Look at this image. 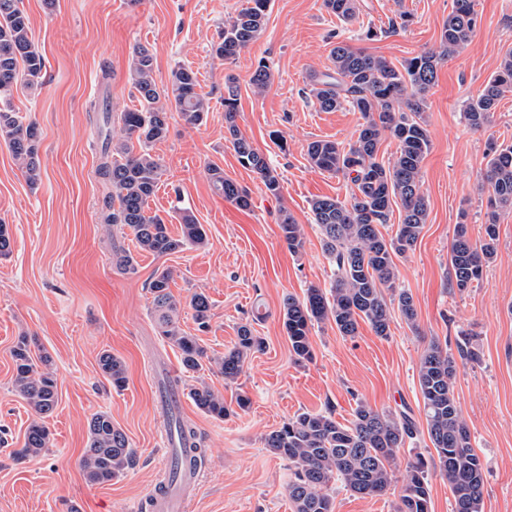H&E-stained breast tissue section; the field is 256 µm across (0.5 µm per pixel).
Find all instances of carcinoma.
<instances>
[{
    "label": "carcinoma",
    "instance_id": "1",
    "mask_svg": "<svg viewBox=\"0 0 512 512\" xmlns=\"http://www.w3.org/2000/svg\"><path fill=\"white\" fill-rule=\"evenodd\" d=\"M324 5L346 23L356 18V0H324ZM475 6L476 0H454L439 46L405 60L399 68L339 42L330 50L331 67L309 75L308 96L320 110L330 112L348 106L361 114L363 123L356 141L347 148L326 139L307 145V159L313 167L342 174L354 189L347 201L326 196L310 203L321 230L323 251L333 266V281L328 288L307 289L301 300L293 296L284 300L282 322L296 361L312 359L310 329L316 323L331 321L340 335L352 337L363 321L385 338L390 335L394 303L407 322L416 320L412 296L396 288L398 270L393 256L410 249L427 223L428 204L421 184V164L430 149L423 119L426 96L436 83L438 68L473 35L477 25ZM269 7L270 0H248L224 22L212 54L224 61L235 59L260 37ZM44 69L45 60L34 45L21 0H0V139L31 186L41 180V132L35 122L24 120L16 112L12 98L21 82L29 87L39 85ZM130 79L140 108L120 113L121 138L105 135L97 168L99 178L109 188L103 223L129 228L137 248L157 256L179 252L187 244L203 246L206 232L190 212H179L181 234L177 236L164 217L146 213L147 200L164 172L162 160L152 154V146L166 138L170 112H177L186 126L196 127L204 123L210 110L207 99L197 91V73L179 66L172 70L167 86H160L155 80L153 54L139 47L132 57ZM271 79L269 67L260 62L249 83L259 94ZM509 93L512 52L503 57L479 94L464 105L470 128L487 127L497 104ZM238 96L237 78L229 75L224 82V122L238 162L258 175L268 193L277 196L281 190L278 174L238 132ZM388 136L397 142V151L393 160L385 163L378 153ZM209 175L224 199L241 208L249 206L248 192L225 176L224 170L213 166ZM486 182L489 199L483 244L476 247L471 243L465 224L456 225L454 231L450 264L461 292L480 280L493 260L500 214L512 210V146L490 149ZM395 202L401 205L399 223L395 235L387 238L379 227L389 222ZM280 229L293 251L303 247L302 227L290 215H282ZM172 279V271L164 269L150 281L151 312L161 335L180 352L184 372L194 374L204 369L207 351L197 337L180 326V301L170 290ZM189 305L198 327H207L211 319L208 297L195 293ZM32 345V339L24 335L11 349L15 390L34 413L23 446L17 451L22 458L38 457L48 448L45 418L58 401L52 357L46 351L34 355ZM263 347L264 339L254 335L251 326H240L233 347L216 361L224 381H235L246 359ZM98 366L112 388H125L126 370L119 358L105 350L99 355ZM456 373L454 357L438 342H431L420 359L418 385L435 456L428 461L418 455L407 463L397 512H431L430 465L448 482L454 512H481L484 466L472 448L469 429L455 398ZM189 395L196 408L212 418L223 419L234 413L224 396L205 383L192 387ZM168 427L182 455H187L189 448L198 449L194 428L180 417L170 415ZM87 432L88 448L81 468L88 482L108 483L133 466L135 452L110 413L93 414ZM418 433L409 418L398 419L360 403L347 425L330 412L298 413L266 434L264 445L270 453L288 460L292 468L288 498L294 512H333L327 493L332 481L343 480L350 492L361 497L385 493L393 482L392 464L397 452Z\"/></svg>",
    "mask_w": 512,
    "mask_h": 512
}]
</instances>
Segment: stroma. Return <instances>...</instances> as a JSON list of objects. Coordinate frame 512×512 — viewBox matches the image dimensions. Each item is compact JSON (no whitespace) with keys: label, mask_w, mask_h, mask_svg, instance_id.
<instances>
[{"label":"stroma","mask_w":512,"mask_h":512,"mask_svg":"<svg viewBox=\"0 0 512 512\" xmlns=\"http://www.w3.org/2000/svg\"><path fill=\"white\" fill-rule=\"evenodd\" d=\"M453 2L358 0L356 20L346 23L323 0H271L258 41L224 61L211 47L244 0H22L45 70L41 85L18 86L13 104L41 131L42 179L30 186L0 141V222L12 235L10 255L0 257V512H149L168 452L157 393L169 386L179 388L176 413L195 428L202 450L191 512H293L288 462L266 450L264 435L305 411L329 410L348 422L360 402L410 417L419 435L400 449L396 479L385 494L363 498L333 483V512H396L408 460L432 450L417 371L433 341L453 355L464 343L479 354L475 362L458 360L455 397L484 465L483 510L512 512V212L500 218L494 260L465 292L456 289L449 260L458 222H466L472 243L483 239L487 195L480 187L489 144L512 145V95L499 102L486 129H471L463 116L464 104L512 50V0H478L474 34L440 67L427 96L430 149L422 189L428 218L412 249L394 259L397 285L413 298L415 323L394 315L385 338L365 323L353 337L341 336L333 322L316 324L314 357L299 364L280 317L285 298L332 282L311 200L345 201L352 188L343 176L311 168L306 146L315 139L351 144L361 122L348 108L320 111L306 94L310 72L329 67L339 42L401 65L438 46ZM401 10L412 17L404 29L392 25ZM369 29L376 32L370 39ZM138 45L154 54L158 84L176 67L192 68L210 106L195 128L171 116L167 138L153 147L165 173L148 201L150 212L187 209L208 240L165 256L137 251L128 228L102 221L108 190L96 169L107 114L95 106L109 101L116 114L137 107L129 65ZM261 59L273 81L257 95L249 77ZM229 74L239 85L238 129L278 173L279 196L240 166L227 137ZM279 135L286 149L277 146ZM212 165L248 190L249 208L214 191ZM284 212L303 228L300 251L282 238ZM117 246L134 253L136 275L116 267ZM166 267L176 271L170 289L183 302L181 327L198 335L209 356H222L246 323L264 338L265 350L247 360L235 383L214 370L196 377L182 372L177 349L160 336L148 285ZM197 292L211 303L202 332L188 305ZM23 333L52 356L58 385V404L47 420L50 443L32 459L16 456L31 420L14 388L10 354ZM105 350L126 365L123 390H114L99 370ZM200 380L228 402L246 392L249 408L221 420L201 413L188 395ZM99 411L127 434L136 460L119 479L92 484L80 460L88 421Z\"/></svg>","instance_id":"obj_1"}]
</instances>
